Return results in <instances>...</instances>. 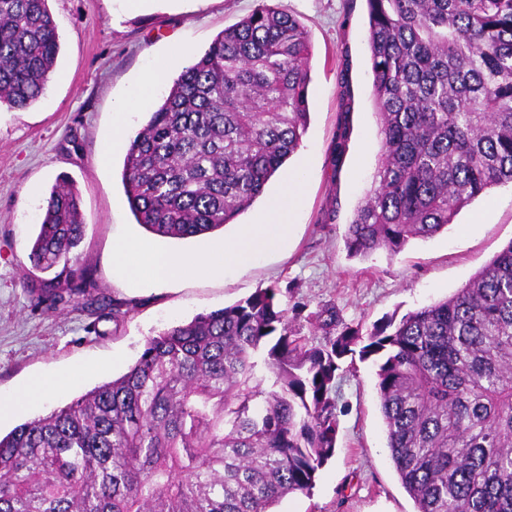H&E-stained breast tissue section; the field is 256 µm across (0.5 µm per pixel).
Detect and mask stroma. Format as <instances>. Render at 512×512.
Wrapping results in <instances>:
<instances>
[{
    "mask_svg": "<svg viewBox=\"0 0 512 512\" xmlns=\"http://www.w3.org/2000/svg\"><path fill=\"white\" fill-rule=\"evenodd\" d=\"M309 31L310 123L296 153L308 161L301 203L290 218L288 245L220 278L192 276L168 288L125 280L113 262L115 237L130 235L192 250L197 240L155 237L137 224L127 202L124 152H112V127L127 119L141 129L168 86L143 90L155 59L188 48L199 54L260 0H49L60 51L42 96L23 110L0 108V399L29 385L42 392L62 373L72 384L0 422V433L125 373L148 337L174 323L276 288L288 321L310 344L324 342L315 315L335 306L348 326L400 320L444 299L512 242V186L490 188L432 238L411 240L397 255L348 257L344 233L370 189L381 144L371 87L365 0H275ZM351 91L353 134L341 171L331 146L340 111L338 85ZM140 109L121 116L127 99ZM73 181L85 235L77 248L96 282L78 303L53 311L28 288L37 276L28 260L42 207L60 179ZM121 303L123 314L108 313ZM374 359L346 356L336 373L340 425L334 456L310 494L288 496L278 512H415L386 448L376 397Z\"/></svg>",
    "mask_w": 512,
    "mask_h": 512,
    "instance_id": "obj_1",
    "label": "stroma"
}]
</instances>
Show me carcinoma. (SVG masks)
Here are the masks:
<instances>
[{"label": "carcinoma", "instance_id": "obj_1", "mask_svg": "<svg viewBox=\"0 0 512 512\" xmlns=\"http://www.w3.org/2000/svg\"><path fill=\"white\" fill-rule=\"evenodd\" d=\"M382 150L345 233L394 256L512 184V0H365ZM60 50L48 0H0V105L43 94ZM311 40L268 0L174 79L130 141L137 223L184 240L250 208L308 127ZM350 138L336 128L334 169ZM73 185L55 184L31 246L51 309L89 293ZM308 346L277 289L146 340L138 360L0 436V512H274L309 493L339 431L338 361L379 355L387 448L416 512H512V241L452 296L365 336L336 307Z\"/></svg>", "mask_w": 512, "mask_h": 512}]
</instances>
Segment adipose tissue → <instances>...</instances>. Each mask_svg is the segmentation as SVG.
<instances>
[{
  "mask_svg": "<svg viewBox=\"0 0 512 512\" xmlns=\"http://www.w3.org/2000/svg\"><path fill=\"white\" fill-rule=\"evenodd\" d=\"M299 184V174L288 175L283 191L267 203L252 223L240 225L233 238L215 240L194 254L152 250L119 237L113 242V255L125 276L141 285L171 283L190 273L223 276L285 247L287 218L298 205Z\"/></svg>",
  "mask_w": 512,
  "mask_h": 512,
  "instance_id": "adipose-tissue-1",
  "label": "adipose tissue"
}]
</instances>
